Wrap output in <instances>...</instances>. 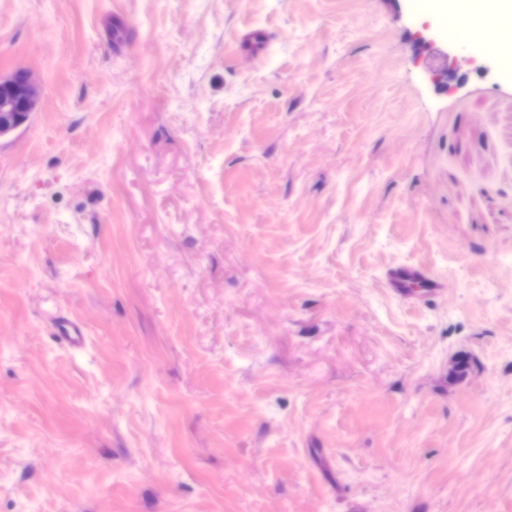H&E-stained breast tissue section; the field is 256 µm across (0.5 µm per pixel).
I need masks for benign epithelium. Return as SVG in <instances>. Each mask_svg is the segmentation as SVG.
I'll return each mask as SVG.
<instances>
[{
  "instance_id": "obj_1",
  "label": "benign epithelium",
  "mask_w": 512,
  "mask_h": 512,
  "mask_svg": "<svg viewBox=\"0 0 512 512\" xmlns=\"http://www.w3.org/2000/svg\"><path fill=\"white\" fill-rule=\"evenodd\" d=\"M40 101L41 91L29 71L19 68L7 78L0 77V137L24 125Z\"/></svg>"
}]
</instances>
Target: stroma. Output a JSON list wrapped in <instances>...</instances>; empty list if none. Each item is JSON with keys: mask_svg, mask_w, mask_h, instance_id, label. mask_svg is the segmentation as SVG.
Returning a JSON list of instances; mask_svg holds the SVG:
<instances>
[{"mask_svg": "<svg viewBox=\"0 0 512 512\" xmlns=\"http://www.w3.org/2000/svg\"><path fill=\"white\" fill-rule=\"evenodd\" d=\"M455 10L0 0V76L41 88L0 138V512H512V76L478 43L512 0Z\"/></svg>", "mask_w": 512, "mask_h": 512, "instance_id": "35a3bbf8", "label": "stroma"}]
</instances>
